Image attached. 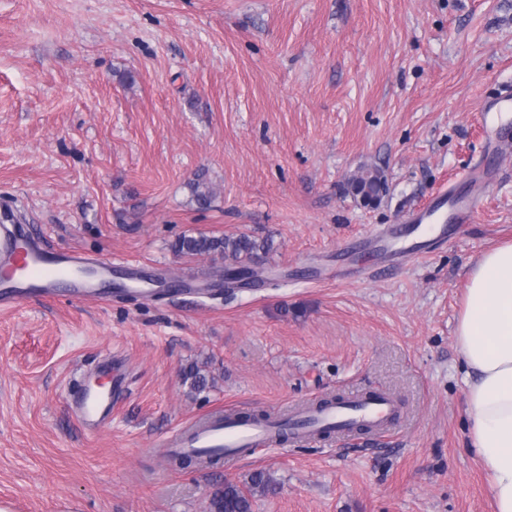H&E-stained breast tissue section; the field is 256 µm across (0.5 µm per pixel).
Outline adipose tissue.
<instances>
[{
    "label": "adipose tissue",
    "mask_w": 512,
    "mask_h": 512,
    "mask_svg": "<svg viewBox=\"0 0 512 512\" xmlns=\"http://www.w3.org/2000/svg\"><path fill=\"white\" fill-rule=\"evenodd\" d=\"M456 347L466 381L468 449L488 478L494 512H512V243L474 262Z\"/></svg>",
    "instance_id": "obj_1"
}]
</instances>
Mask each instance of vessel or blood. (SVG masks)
<instances>
[{
  "instance_id": "1",
  "label": "vessel or blood",
  "mask_w": 512,
  "mask_h": 512,
  "mask_svg": "<svg viewBox=\"0 0 512 512\" xmlns=\"http://www.w3.org/2000/svg\"><path fill=\"white\" fill-rule=\"evenodd\" d=\"M478 112L485 131L488 149L498 150L512 140V126L504 118L512 112V95L480 103ZM487 172L478 166L465 175L468 189H449L413 214L414 225H423L434 216H443L451 224L470 223L479 208L477 185ZM374 245L390 252L394 258L429 251L434 240L407 242L397 228L375 232ZM115 265L73 250H50L38 242L21 224L0 225V307L10 308L32 297L48 301L62 298L93 302L102 291L100 280L109 278ZM112 360L104 358L96 378L83 380L71 393L69 404L73 416L83 428L96 433L112 422V404L118 394L108 386ZM400 419L394 399L385 393L361 392L338 401L305 403L288 409L273 408L262 420L242 419L232 410L200 418L167 436L163 447L173 453H188L205 448H220L226 461L234 462L257 448L270 445L282 425H289L294 437L307 441L317 430L338 427L340 433L367 428L376 433L388 432Z\"/></svg>"
}]
</instances>
